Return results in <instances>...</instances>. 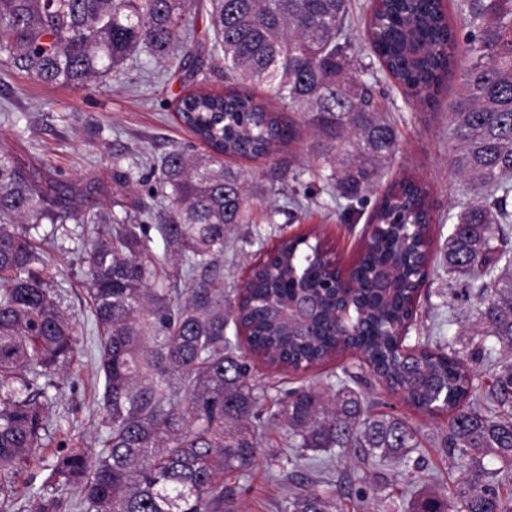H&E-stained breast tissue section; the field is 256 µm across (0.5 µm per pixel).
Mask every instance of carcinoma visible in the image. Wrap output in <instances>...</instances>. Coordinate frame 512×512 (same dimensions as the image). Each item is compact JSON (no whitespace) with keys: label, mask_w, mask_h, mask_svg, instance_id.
Listing matches in <instances>:
<instances>
[{"label":"carcinoma","mask_w":512,"mask_h":512,"mask_svg":"<svg viewBox=\"0 0 512 512\" xmlns=\"http://www.w3.org/2000/svg\"><path fill=\"white\" fill-rule=\"evenodd\" d=\"M196 0H0V63L49 84L82 90L140 51L179 66L195 60L189 15ZM215 58L228 88L176 101L177 118L210 152L169 153L152 173L169 202L157 231L165 255L186 266L184 287L158 270L144 224L80 210L78 194L18 165L0 146V494L12 470L26 467L48 434L55 377L77 357L72 322L43 277L40 223L60 213L81 224H110L83 257L98 331L103 393L99 448H72L31 495L32 512H71L69 487L85 512H229L224 474L251 467L260 442L262 403L249 356L294 371L346 350L418 411L450 415L437 441L461 475L454 489H428L410 512H512V0H463L468 31L459 41L443 0H378L364 28L381 71L422 111L438 104L450 80L453 165L469 189L442 249L446 270L474 297L463 349L444 353L430 340L407 359L389 325L407 320L428 277L426 184L404 177L377 198L369 220L381 225L350 277L353 335H336L332 272L320 243L285 239L252 266L249 292L224 299V239L248 220L249 198L224 158H269L307 128L336 165L339 196L368 203L397 128L377 111L371 85L351 54L347 0H210ZM272 91L282 112L255 94ZM388 266L392 293L368 273ZM313 304L310 320L285 321L288 282ZM248 329L247 345L225 336ZM497 363L484 384L466 365ZM361 377L289 389L274 419L294 448L376 463L411 462L418 430L394 414L373 415ZM288 512H336V489L311 484Z\"/></svg>","instance_id":"cac0c4a2"}]
</instances>
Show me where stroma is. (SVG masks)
I'll use <instances>...</instances> for the list:
<instances>
[{
  "label": "stroma",
  "mask_w": 512,
  "mask_h": 512,
  "mask_svg": "<svg viewBox=\"0 0 512 512\" xmlns=\"http://www.w3.org/2000/svg\"><path fill=\"white\" fill-rule=\"evenodd\" d=\"M224 69L210 55H202L194 70L168 69L148 54L127 60L115 74L98 79L93 91L65 85H48L24 72L0 67V144L24 168L42 178L79 189L81 207L105 211L141 224L161 223L166 201L154 197L148 179L150 168L175 149L205 147L178 120L172 100L188 90H226ZM381 110L397 125L399 149L382 172L381 185L389 187L409 174L426 183L436 221L430 229L433 250H440L452 228L450 214L466 198V188L452 164V141L448 101L436 111L422 112L408 103L402 91L389 82L376 83ZM224 164L242 173L251 197V220L234 227L224 248V292L235 295L249 274L251 264L283 238L316 232L340 266H350L363 245L362 232L368 212L347 211V202L336 194L328 176L331 164L311 135H303L291 149L258 160L225 159ZM139 172L141 183H124L117 167ZM103 227L80 224L66 217L58 223L54 239L43 245L45 277L62 309L75 325L79 354L61 374L60 397L52 411V438L38 450L30 466L15 477L16 496L0 499V512H22L30 494L47 476L46 465L73 444L99 447L104 435L99 425L97 403L103 378L97 371V330L90 313L83 251L97 239ZM464 313L468 303L454 301L445 273L430 274L416 301V316L410 327L411 340L432 337L435 344L454 340L461 321H449V309ZM256 392L263 403L265 437L260 457L242 474L224 477L226 487L235 490L234 512H286L289 493L302 492L305 481L288 476L279 463L292 456L288 434L274 424L272 414L289 388L312 381L335 383L344 369H352L368 381V395L378 413H392L413 423L420 432L418 450L424 462L419 473L421 487L452 486L458 476L448 456L435 448L439 428L448 414L430 417L390 393L363 361L347 352L305 371H283L253 359ZM307 467L319 478L352 481V494L336 498V512H395L389 499L392 488L401 484L400 467L379 463L353 467L345 456L311 454ZM367 491V503H360L357 491Z\"/></svg>",
  "instance_id": "35a3bbf8"
}]
</instances>
